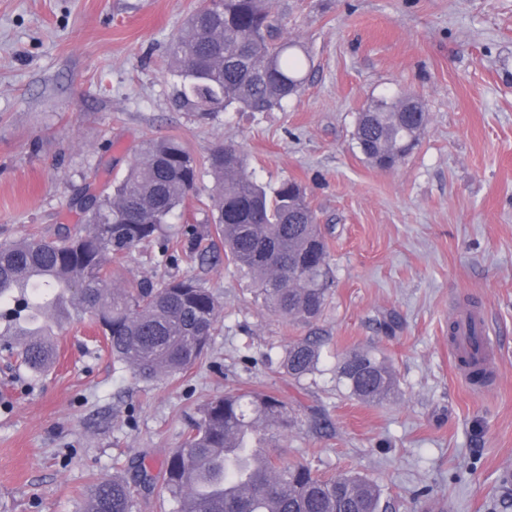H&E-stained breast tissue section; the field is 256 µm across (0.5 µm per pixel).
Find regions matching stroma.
<instances>
[{
    "mask_svg": "<svg viewBox=\"0 0 512 512\" xmlns=\"http://www.w3.org/2000/svg\"><path fill=\"white\" fill-rule=\"evenodd\" d=\"M200 4L0 0V242L79 227L74 198L122 179L144 137L181 138L200 158L235 146L260 181L302 184L325 229L336 279L319 370L300 387L283 374L309 329L265 311L233 266L133 253L113 267L119 287L193 276L213 290L206 356L145 385L87 318L60 331L41 378L0 348V512H79L114 463L158 471L206 401L239 390L285 401L284 456L366 476L389 512H512V0H275L282 36L313 60L302 93L206 120L177 106L168 61ZM408 92L427 109L419 145L373 167L356 115ZM463 306L487 310L502 339L483 390L460 381L448 347ZM355 349L393 370L390 400L339 382Z\"/></svg>",
    "mask_w": 512,
    "mask_h": 512,
    "instance_id": "stroma-1",
    "label": "stroma"
}]
</instances>
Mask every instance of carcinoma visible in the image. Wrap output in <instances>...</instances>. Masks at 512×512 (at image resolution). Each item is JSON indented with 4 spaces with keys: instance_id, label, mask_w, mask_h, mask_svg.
Here are the masks:
<instances>
[{
    "instance_id": "1",
    "label": "carcinoma",
    "mask_w": 512,
    "mask_h": 512,
    "mask_svg": "<svg viewBox=\"0 0 512 512\" xmlns=\"http://www.w3.org/2000/svg\"><path fill=\"white\" fill-rule=\"evenodd\" d=\"M169 55L183 80L179 103L201 116L237 106L269 112L298 95L309 59L303 44L280 35L273 0H205ZM426 119L422 101L380 97L357 113L353 139L372 164L397 166L417 145ZM202 168L178 137L144 138L110 194L76 200L84 224L46 238L32 234L0 244V342L17 349L20 366L38 377L56 360L53 325L88 314L100 325L112 359L133 379L151 384L191 369L208 351L217 323L211 289L193 278L145 279L113 286L108 265L150 247L160 263L221 258L250 278L261 305L279 317L310 324L332 295L334 273L326 237L304 189L295 181L263 184L237 148L207 159L216 195L204 226L171 232L170 219L196 190ZM321 340L290 342L280 367L302 383L321 358ZM356 398L381 402L396 375L376 355L351 351L338 368ZM293 423L271 394L228 393L200 410L161 474L174 512H381L379 487L352 473L322 477L307 462L273 451L274 432ZM243 448L264 451L248 481L249 455L220 454L238 434ZM154 477L99 481L84 512H135L139 490Z\"/></svg>"
}]
</instances>
